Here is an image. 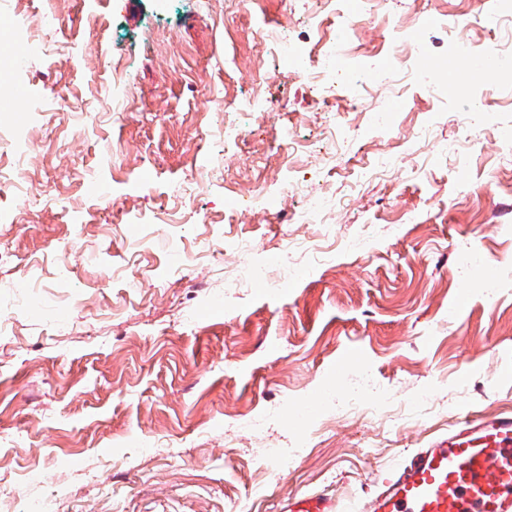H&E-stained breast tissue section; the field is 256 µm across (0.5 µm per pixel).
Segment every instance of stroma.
Here are the masks:
<instances>
[{
  "instance_id": "1",
  "label": "stroma",
  "mask_w": 512,
  "mask_h": 512,
  "mask_svg": "<svg viewBox=\"0 0 512 512\" xmlns=\"http://www.w3.org/2000/svg\"><path fill=\"white\" fill-rule=\"evenodd\" d=\"M484 0H377L353 49L392 20L428 49L429 86L390 132L367 129L342 84L319 90L257 39L298 42L315 0H9L0 6V512H280L313 493L365 512L418 449L464 418L512 413V84L460 93L450 40L484 47ZM52 12L21 36L12 16ZM471 19L457 33L441 20ZM131 73L136 102L113 103ZM267 111L239 106L253 92ZM223 109H214V101ZM331 102L352 129L337 158L282 159L277 130L319 137ZM438 113L431 139L408 144ZM225 122L251 148L194 138ZM469 141L460 179L450 145ZM390 153L387 176L364 177ZM284 193L225 218V174ZM341 202L295 224L303 192ZM252 242L260 280L237 271ZM363 237L348 254L339 240ZM309 249L280 264L284 241ZM37 284L18 302L9 284ZM428 390L420 418L408 412ZM261 418L265 429L244 427Z\"/></svg>"
}]
</instances>
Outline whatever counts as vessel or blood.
I'll return each mask as SVG.
<instances>
[{
    "mask_svg": "<svg viewBox=\"0 0 512 512\" xmlns=\"http://www.w3.org/2000/svg\"><path fill=\"white\" fill-rule=\"evenodd\" d=\"M281 512H345L301 494ZM370 512H512V415L465 421L417 450L386 480Z\"/></svg>",
    "mask_w": 512,
    "mask_h": 512,
    "instance_id": "1",
    "label": "vessel or blood"
}]
</instances>
